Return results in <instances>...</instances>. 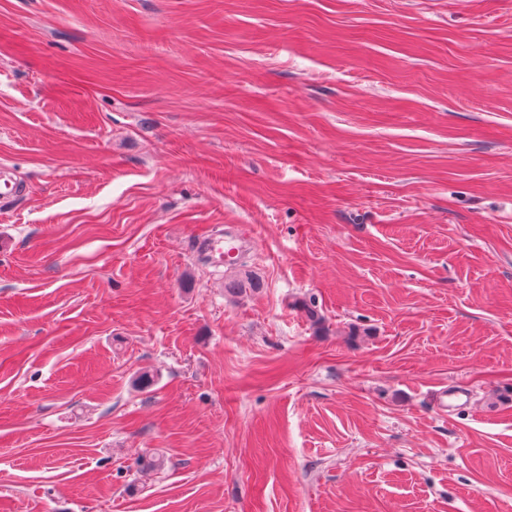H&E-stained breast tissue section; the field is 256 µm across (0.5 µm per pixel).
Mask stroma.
<instances>
[{
	"mask_svg": "<svg viewBox=\"0 0 512 512\" xmlns=\"http://www.w3.org/2000/svg\"><path fill=\"white\" fill-rule=\"evenodd\" d=\"M1 165L0 512H512V0H0ZM246 245L245 237L239 231L227 232L224 235L210 237L200 244V249L212 263L232 266L238 260Z\"/></svg>",
	"mask_w": 512,
	"mask_h": 512,
	"instance_id": "1",
	"label": "stroma"
}]
</instances>
